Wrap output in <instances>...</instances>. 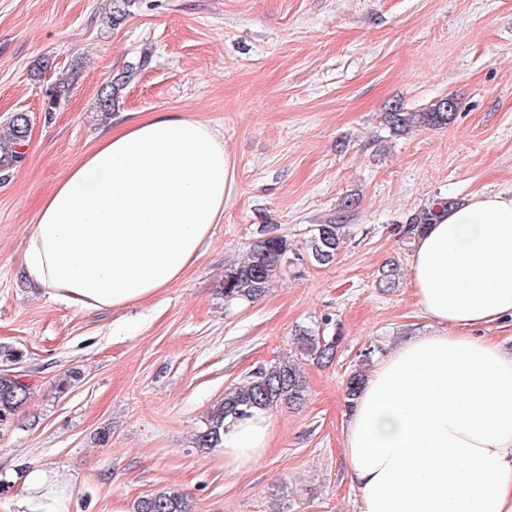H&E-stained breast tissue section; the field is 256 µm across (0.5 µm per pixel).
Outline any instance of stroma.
Returning a JSON list of instances; mask_svg holds the SVG:
<instances>
[{"mask_svg": "<svg viewBox=\"0 0 512 512\" xmlns=\"http://www.w3.org/2000/svg\"><path fill=\"white\" fill-rule=\"evenodd\" d=\"M0 0V134L28 113L23 159L0 181V343L32 394L0 432V512L27 471L56 474L66 512H134L162 487L192 512H360L346 475V383L392 340L430 331L403 231L434 199L512 193V0ZM128 75L111 118L108 78ZM71 85L65 92L57 86ZM451 96V123L397 134L386 114ZM156 112L224 136L233 191L203 255L122 313L67 308L22 273L43 198L106 134ZM346 225L311 261L317 225ZM273 227L289 263L251 302L226 304V268ZM396 263L398 288L377 286ZM336 338L332 363L299 358L295 332ZM299 359L307 396L271 411L274 437L242 472L194 446L227 389ZM66 390H58L63 376ZM121 84L120 79L115 81L111 79L102 85L97 98L98 112L104 113L105 115L112 114Z\"/></svg>", "mask_w": 512, "mask_h": 512, "instance_id": "obj_1", "label": "stroma"}]
</instances>
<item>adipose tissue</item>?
Instances as JSON below:
<instances>
[{
	"label": "adipose tissue",
	"mask_w": 512,
	"mask_h": 512,
	"mask_svg": "<svg viewBox=\"0 0 512 512\" xmlns=\"http://www.w3.org/2000/svg\"><path fill=\"white\" fill-rule=\"evenodd\" d=\"M232 191L224 138L158 112L102 138L41 202L23 273L82 311H123L180 280ZM410 282L430 334L374 365L347 414L345 458L361 512H512V351L482 328L512 321V195L476 194L414 243ZM267 411L225 425L214 454L247 469L267 450ZM31 469L21 512H61Z\"/></svg>",
	"instance_id": "adipose-tissue-1"
}]
</instances>
